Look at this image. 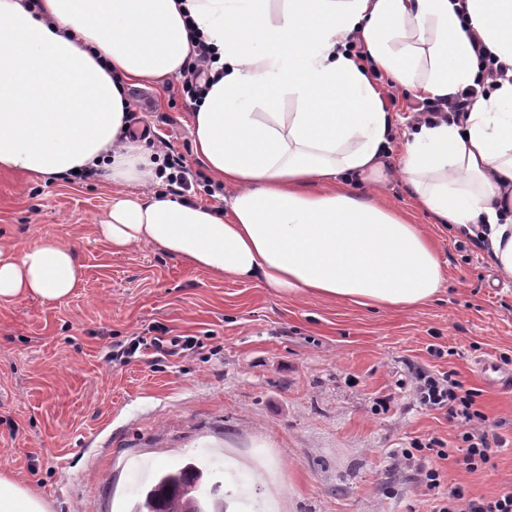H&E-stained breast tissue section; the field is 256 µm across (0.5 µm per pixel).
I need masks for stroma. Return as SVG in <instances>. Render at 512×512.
Returning <instances> with one entry per match:
<instances>
[{"mask_svg":"<svg viewBox=\"0 0 512 512\" xmlns=\"http://www.w3.org/2000/svg\"><path fill=\"white\" fill-rule=\"evenodd\" d=\"M143 124L166 138L200 183L191 106L177 79L130 90ZM111 183L29 181L0 172V245L52 239L72 249L84 281L66 302H0V472L46 498L51 512H130L134 474L265 441L279 512H432L422 467L470 496L512 492V391L478 372L512 358V280L484 250L417 210L393 179L385 199L428 225L445 264L435 298L410 310L290 297L261 282L218 280L147 246L113 254L98 231ZM163 334L189 350L150 346ZM143 336L129 363L112 347ZM445 356H436V349ZM455 373L504 445L467 471L437 458L453 431L422 405L415 372ZM416 449L404 461L403 449ZM207 480H223L209 461Z\"/></svg>","mask_w":512,"mask_h":512,"instance_id":"stroma-1","label":"stroma"}]
</instances>
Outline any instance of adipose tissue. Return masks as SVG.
Returning <instances> with one entry per match:
<instances>
[{
    "mask_svg": "<svg viewBox=\"0 0 512 512\" xmlns=\"http://www.w3.org/2000/svg\"><path fill=\"white\" fill-rule=\"evenodd\" d=\"M476 32L512 65V0H0V172L66 180L96 168L116 193L99 230L113 253L149 246L216 278L292 296L411 309L445 268L429 233L380 194L417 205L512 279V82L466 119L417 122L401 153L377 75L432 99L473 84ZM216 61L192 107L193 148L224 187L203 205L157 192L160 165L122 136L128 89L179 77L193 38ZM83 282L69 248L0 245V301L62 303ZM264 453L224 457V512H273ZM0 512H50L0 473Z\"/></svg>",
    "mask_w": 512,
    "mask_h": 512,
    "instance_id": "adipose-tissue-1",
    "label": "adipose tissue"
}]
</instances>
